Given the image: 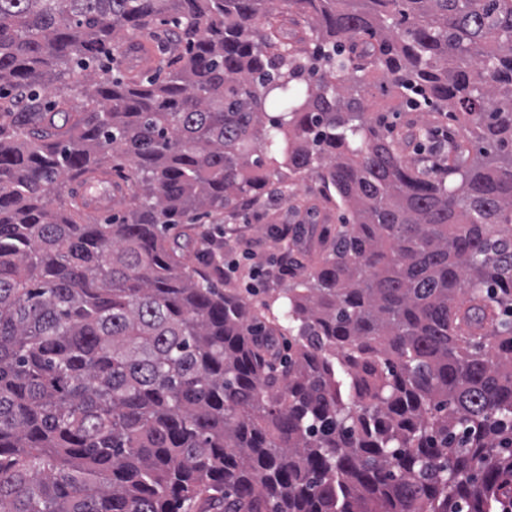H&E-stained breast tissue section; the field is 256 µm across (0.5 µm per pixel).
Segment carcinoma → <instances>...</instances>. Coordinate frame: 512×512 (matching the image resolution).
Masks as SVG:
<instances>
[{
    "instance_id": "carcinoma-1",
    "label": "carcinoma",
    "mask_w": 512,
    "mask_h": 512,
    "mask_svg": "<svg viewBox=\"0 0 512 512\" xmlns=\"http://www.w3.org/2000/svg\"><path fill=\"white\" fill-rule=\"evenodd\" d=\"M285 5L303 33L257 25L275 0H0V512L512 507V0ZM157 21L164 76L112 68ZM304 177L347 217L292 225L254 302L201 219ZM92 181L127 212L84 221Z\"/></svg>"
}]
</instances>
